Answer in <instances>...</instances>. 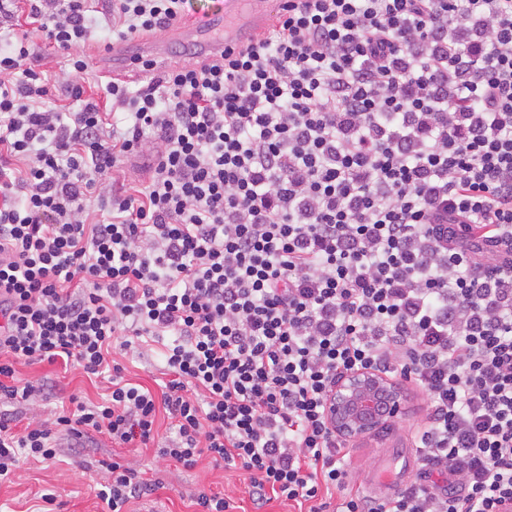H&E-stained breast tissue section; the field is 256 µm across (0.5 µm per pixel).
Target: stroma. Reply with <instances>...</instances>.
Wrapping results in <instances>:
<instances>
[{
	"label": "stroma",
	"instance_id": "obj_1",
	"mask_svg": "<svg viewBox=\"0 0 512 512\" xmlns=\"http://www.w3.org/2000/svg\"><path fill=\"white\" fill-rule=\"evenodd\" d=\"M17 376L34 385L44 384L51 388L47 399L18 406L17 412L25 420L44 418L50 409L61 406L70 395L95 403L107 392V383L103 379L86 376L60 361L19 365ZM404 389L407 402L401 429L392 431L386 439L365 437L351 442L347 469L357 483H367L382 466L389 449L404 445V427L418 423L424 417L422 394L409 383ZM60 441L62 446L56 460L25 463L14 477L0 482V512H109L98 491L109 479L101 463L111 459L116 452L111 442L101 437L95 447L76 452L69 436H61ZM118 452L136 462L146 478L161 482L153 494L130 503V512H193L190 496L203 486L231 496L236 512H254L247 482L241 473L213 467L206 458L195 468L186 469L156 457L150 447L124 448ZM48 493L54 495V504L44 502L43 497Z\"/></svg>",
	"mask_w": 512,
	"mask_h": 512
}]
</instances>
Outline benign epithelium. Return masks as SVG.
Masks as SVG:
<instances>
[{
    "label": "benign epithelium",
    "instance_id": "7a95c632",
    "mask_svg": "<svg viewBox=\"0 0 512 512\" xmlns=\"http://www.w3.org/2000/svg\"><path fill=\"white\" fill-rule=\"evenodd\" d=\"M401 384L371 369H357L331 387L326 400L330 428L348 440L370 435L405 410Z\"/></svg>",
    "mask_w": 512,
    "mask_h": 512
}]
</instances>
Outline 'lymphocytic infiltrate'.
I'll return each instance as SVG.
<instances>
[{"mask_svg":"<svg viewBox=\"0 0 512 512\" xmlns=\"http://www.w3.org/2000/svg\"><path fill=\"white\" fill-rule=\"evenodd\" d=\"M0 0V405L20 364L107 376L98 403L39 423L0 412V480L57 437L148 445L247 476L255 508L506 512L512 505V0H288L253 44L84 94L100 25L169 31L190 0ZM70 70L48 78L19 25ZM79 100L74 112L49 95ZM110 110H103V102ZM152 149L145 180L123 159ZM108 209L91 218V203ZM161 346L160 392L115 356ZM373 369L413 382L416 478L349 481L327 394ZM111 512L153 491L105 462Z\"/></svg>","mask_w":512,"mask_h":512,"instance_id":"1","label":"lymphocytic infiltrate"}]
</instances>
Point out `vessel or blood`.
Returning a JSON list of instances; mask_svg holds the SVG:
<instances>
[{
	"instance_id": "obj_1",
	"label": "vessel or blood",
	"mask_w": 512,
	"mask_h": 512,
	"mask_svg": "<svg viewBox=\"0 0 512 512\" xmlns=\"http://www.w3.org/2000/svg\"><path fill=\"white\" fill-rule=\"evenodd\" d=\"M286 6V0H225L223 11L192 21L179 34L203 58L219 60L255 40ZM162 57V47L155 41L118 46L112 50L110 74L121 78L135 65Z\"/></svg>"
}]
</instances>
